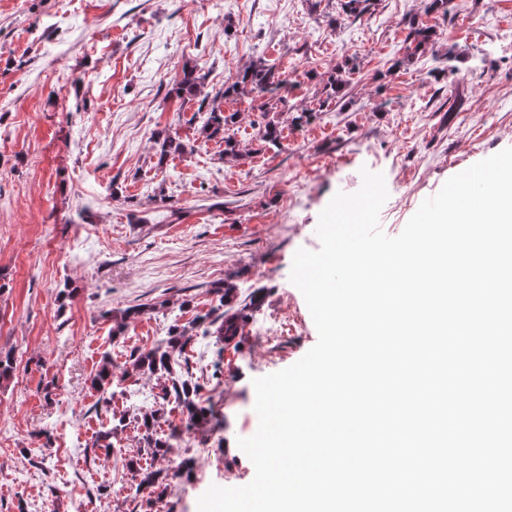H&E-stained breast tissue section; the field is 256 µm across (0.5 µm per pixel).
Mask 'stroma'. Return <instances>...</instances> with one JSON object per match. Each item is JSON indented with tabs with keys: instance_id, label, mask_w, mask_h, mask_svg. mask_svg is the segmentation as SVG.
Masks as SVG:
<instances>
[{
	"instance_id": "1",
	"label": "stroma",
	"mask_w": 512,
	"mask_h": 512,
	"mask_svg": "<svg viewBox=\"0 0 512 512\" xmlns=\"http://www.w3.org/2000/svg\"><path fill=\"white\" fill-rule=\"evenodd\" d=\"M428 6L371 0L348 16L340 0H0V348L16 360L0 382V512H141L131 471L92 443L114 428L127 457L166 471L135 419L161 408L174 426L181 415L160 376L124 375L125 362L217 306L224 280L256 301L237 346L185 337L198 366H223L203 392L221 423L175 444L192 471L153 512H197L228 473L252 481L237 440L258 423L253 381L317 342L289 276L298 249H319L335 192H356L361 168L383 173L380 226L395 236L448 178L512 147V0H452L445 17ZM417 27L433 42L396 66ZM262 57L289 80L280 143L260 141L247 101L220 98L239 115V155L225 157L223 142L201 138L195 103L168 90L184 63L217 90ZM339 67L346 86L321 106ZM165 135L190 151L159 160ZM141 304L113 336L116 317ZM294 318L301 331L270 348L266 327ZM106 357L101 394L90 379Z\"/></svg>"
}]
</instances>
